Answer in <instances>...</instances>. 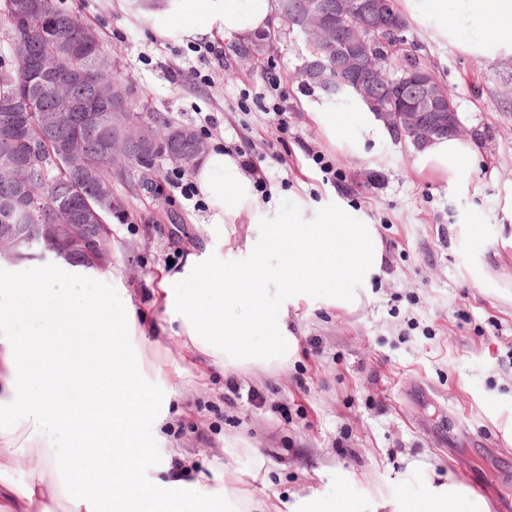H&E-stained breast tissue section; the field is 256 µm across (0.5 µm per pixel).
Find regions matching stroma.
I'll list each match as a JSON object with an SVG mask.
<instances>
[{
    "instance_id": "obj_1",
    "label": "stroma",
    "mask_w": 512,
    "mask_h": 512,
    "mask_svg": "<svg viewBox=\"0 0 512 512\" xmlns=\"http://www.w3.org/2000/svg\"><path fill=\"white\" fill-rule=\"evenodd\" d=\"M80 12L112 51L131 103L172 121L214 123L208 146L239 148L271 172L250 216L237 219L197 207L162 185L153 193L121 178L112 196L123 218L111 219L112 265L100 272L41 261L0 263V280L28 286L15 317L21 336L51 331L63 301L104 304L113 321L135 310L138 323L163 328L162 340L127 335L143 354L152 386L171 392L169 423H144L147 451L138 469L152 477L158 451L173 448L212 464L250 512H417L430 492L465 486L457 512L480 500L496 512L488 488L512 489V54L479 57L467 43L479 30L454 11L457 37L445 40L410 23L416 56L455 94L484 159L465 181L414 173L412 148L389 133L343 152L313 115L332 112L354 131L362 110L330 100L298 68L303 42L290 35L260 60L241 40L215 36L223 62H199L186 39L152 35L147 11L133 0H59ZM198 65L202 78H181ZM278 82L288 129L266 110ZM321 152L339 177L326 184L307 159ZM376 225L385 261L355 308L337 306L335 288L318 284L286 299L270 288L265 315L285 319L296 338L288 361L235 370L186 351L180 323L160 299L162 284L183 295L197 290L186 267L209 254L224 260V285L253 258L277 265L266 247L272 223ZM255 400H248V393Z\"/></svg>"
}]
</instances>
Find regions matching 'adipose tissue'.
<instances>
[{
  "label": "adipose tissue",
  "instance_id": "1",
  "mask_svg": "<svg viewBox=\"0 0 512 512\" xmlns=\"http://www.w3.org/2000/svg\"><path fill=\"white\" fill-rule=\"evenodd\" d=\"M484 33L471 42L480 56L512 50V0H462ZM405 11L433 27L443 38L455 36L448 0H405ZM157 38L181 36L193 40L245 39L274 20V0H168L152 14ZM327 135L349 153L378 137L382 122L373 112L359 115L356 133H347L331 113H316ZM481 158L475 139L448 136L434 140L413 159L422 173L440 170L449 182H459L469 165ZM195 185L208 206L231 207L235 214L256 204L253 181L237 157L215 148L198 161ZM280 251L277 266L255 260L237 273V287L224 285L223 267L210 265L199 280L196 295L173 294L162 288L165 308L182 312L185 347L228 368L249 369L283 362L293 352L294 337L287 324L267 320L272 336L268 347L249 340L250 329L227 319V306L261 309L269 286L287 291L324 281L334 283L338 302H356V289L366 287L384 261L383 245L371 224H283L272 238ZM18 287L0 285V512H50L48 504L67 497L69 512H222L226 490L208 474L191 468L176 470L172 479L152 484L142 480L138 430L152 414L157 396L146 383L144 364L108 323L86 314L87 302L75 300L61 311L59 326L78 343L73 353L60 355L41 336L16 333L14 311ZM57 359L58 367L40 392H32L27 372L32 354ZM67 433L79 455L58 451L57 432ZM40 446L56 472V481L35 475L23 484L11 473L24 456L20 437ZM91 479L95 493L83 495L78 486Z\"/></svg>",
  "mask_w": 512,
  "mask_h": 512
}]
</instances>
